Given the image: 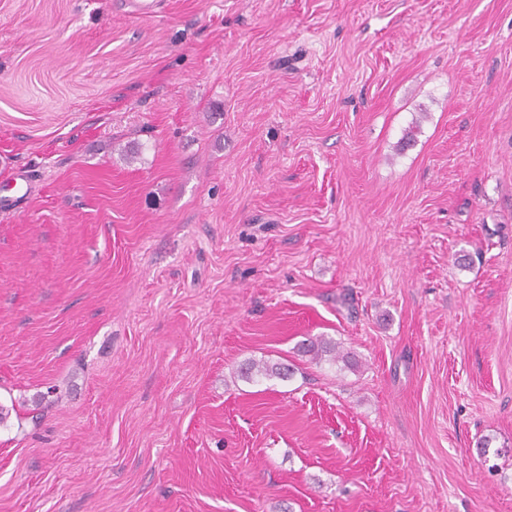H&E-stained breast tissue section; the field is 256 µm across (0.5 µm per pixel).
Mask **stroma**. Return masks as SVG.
<instances>
[{"instance_id":"35a3bbf8","label":"stroma","mask_w":512,"mask_h":512,"mask_svg":"<svg viewBox=\"0 0 512 512\" xmlns=\"http://www.w3.org/2000/svg\"><path fill=\"white\" fill-rule=\"evenodd\" d=\"M152 2L0 0V512H512V0Z\"/></svg>"}]
</instances>
